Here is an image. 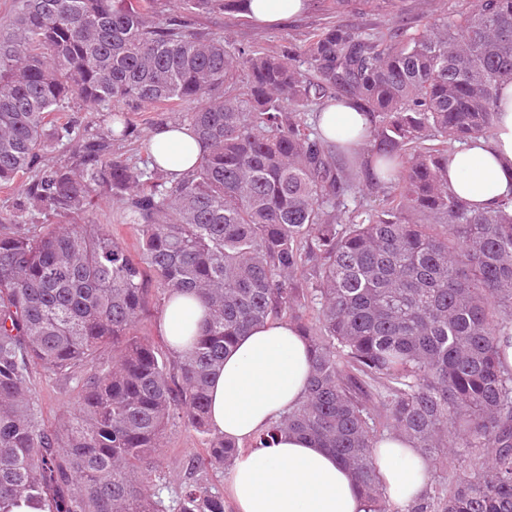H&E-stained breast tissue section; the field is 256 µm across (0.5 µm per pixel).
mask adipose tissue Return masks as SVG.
Returning <instances> with one entry per match:
<instances>
[{"label":"adipose tissue","instance_id":"ef3b65f1","mask_svg":"<svg viewBox=\"0 0 512 512\" xmlns=\"http://www.w3.org/2000/svg\"><path fill=\"white\" fill-rule=\"evenodd\" d=\"M369 114L348 100L328 106L319 132L350 156H363ZM148 151L157 164L180 175L203 151L194 131L168 124L154 130ZM448 190L478 210H491L512 198V83L500 91V112L490 137L469 140L448 154ZM206 317L202 302L178 293L164 307L159 329L175 353ZM311 355L295 326L268 321L241 336L224 356L209 386L210 423L225 440L239 444L229 474L235 512H378L361 494L355 476L330 450L300 434L281 435L269 448L249 442L308 394ZM377 464L387 497L404 512L424 493L429 463L399 436L380 440Z\"/></svg>","mask_w":512,"mask_h":512}]
</instances>
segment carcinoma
Returning a JSON list of instances; mask_svg holds the SVG:
<instances>
[{
  "mask_svg": "<svg viewBox=\"0 0 512 512\" xmlns=\"http://www.w3.org/2000/svg\"><path fill=\"white\" fill-rule=\"evenodd\" d=\"M507 82L512 0L409 36L328 26L280 54L161 18L158 0H13L0 29V186L20 195L0 213V512H225L216 477L239 449L211 434L210 379L240 336L285 319L311 349L308 396L251 447L309 435L391 512L375 445L395 434L442 460L408 512H512V372L498 351L512 336V201L479 211L448 191V145L492 134ZM343 99L372 115L371 152L392 165L373 176L394 185L377 213L345 210L359 181L299 117ZM76 101L108 123L91 133L56 116ZM134 103L194 129L204 150L187 174L115 152ZM52 142L69 163H41ZM102 194L122 201L137 256L89 219ZM310 263L311 288L298 278ZM149 272L161 299L190 292L207 309L180 356L137 334ZM36 368L75 381L60 432L33 398ZM176 418L207 448L173 487L157 457ZM450 455L468 460L451 481Z\"/></svg>",
  "mask_w": 512,
  "mask_h": 512,
  "instance_id": "carcinoma-1",
  "label": "carcinoma"
}]
</instances>
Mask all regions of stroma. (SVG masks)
Wrapping results in <instances>:
<instances>
[{
  "instance_id": "obj_1",
  "label": "stroma",
  "mask_w": 512,
  "mask_h": 512,
  "mask_svg": "<svg viewBox=\"0 0 512 512\" xmlns=\"http://www.w3.org/2000/svg\"><path fill=\"white\" fill-rule=\"evenodd\" d=\"M473 0H354L341 11L327 8L324 0H308L307 10L285 19L280 25L265 27L245 14L200 13L188 22L197 31L223 36L226 43L252 47L270 54L300 48L307 35L331 25H358L375 32L398 28L406 34L420 31L427 22L452 20L459 12L470 10ZM131 118L136 127L131 143L123 150L129 162L148 163L146 141L158 127L179 122L181 115L152 105L137 107ZM31 388L43 407L44 424L54 430L71 416L76 393L68 380L35 370ZM206 438L182 422L170 425L162 442L161 471L171 484H178L183 465L192 456L202 454Z\"/></svg>"
}]
</instances>
